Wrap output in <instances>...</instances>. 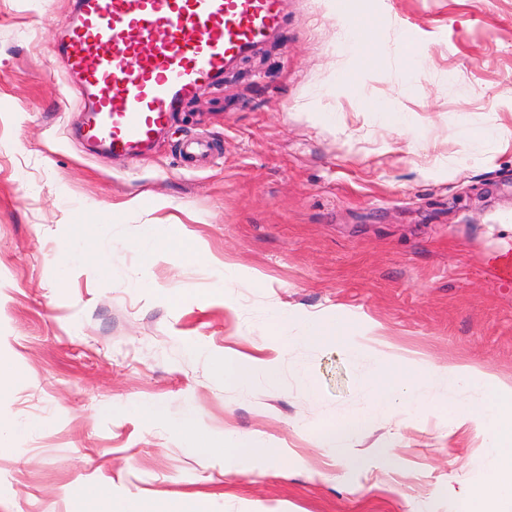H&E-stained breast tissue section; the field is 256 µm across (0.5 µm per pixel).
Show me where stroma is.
<instances>
[{
  "label": "stroma",
  "mask_w": 512,
  "mask_h": 512,
  "mask_svg": "<svg viewBox=\"0 0 512 512\" xmlns=\"http://www.w3.org/2000/svg\"><path fill=\"white\" fill-rule=\"evenodd\" d=\"M70 8L0 0V512H457L449 486L490 473L456 394L371 415L336 457L369 366L301 334L316 317L389 371L512 383V275L487 261L512 224V0H283L282 31L134 162L75 136ZM349 16L373 21L360 63ZM150 224L179 237L148 262ZM227 357L253 379L225 381ZM189 415L252 438L237 469Z\"/></svg>",
  "instance_id": "35a3bbf8"
}]
</instances>
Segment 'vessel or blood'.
I'll return each instance as SVG.
<instances>
[{"label":"vessel or blood","mask_w":512,"mask_h":512,"mask_svg":"<svg viewBox=\"0 0 512 512\" xmlns=\"http://www.w3.org/2000/svg\"><path fill=\"white\" fill-rule=\"evenodd\" d=\"M282 0H72L57 49L92 147L135 160L281 25Z\"/></svg>","instance_id":"obj_1"}]
</instances>
